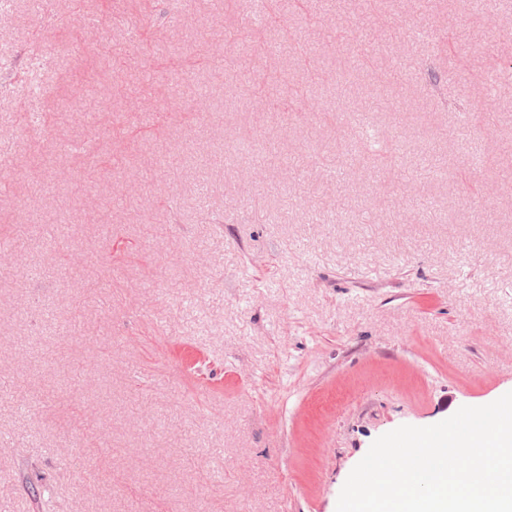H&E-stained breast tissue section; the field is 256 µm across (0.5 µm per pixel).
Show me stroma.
I'll return each mask as SVG.
<instances>
[{
    "label": "stroma",
    "mask_w": 512,
    "mask_h": 512,
    "mask_svg": "<svg viewBox=\"0 0 512 512\" xmlns=\"http://www.w3.org/2000/svg\"><path fill=\"white\" fill-rule=\"evenodd\" d=\"M248 16L0 0V512H336L378 437L512 391V0H288L318 112L225 85Z\"/></svg>",
    "instance_id": "35a3bbf8"
}]
</instances>
